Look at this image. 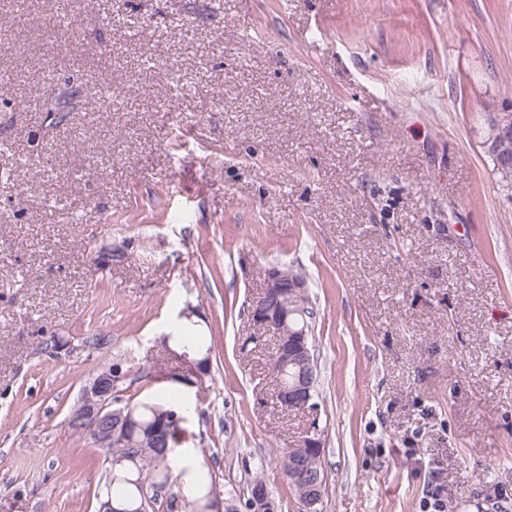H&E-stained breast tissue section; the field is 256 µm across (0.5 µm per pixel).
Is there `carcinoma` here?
<instances>
[{"mask_svg": "<svg viewBox=\"0 0 512 512\" xmlns=\"http://www.w3.org/2000/svg\"><path fill=\"white\" fill-rule=\"evenodd\" d=\"M489 141V153L500 182L512 189V113L509 114V120L503 123L491 121ZM313 314L310 292L306 290L302 295L288 301V330L293 333L304 330L307 332L306 340H311L315 328L311 319ZM173 339L182 348L198 356L197 371L201 374L207 373L213 345L208 342L207 337L200 334L195 322L189 320L181 324ZM268 369L271 383L275 387L283 380L293 383L298 372V368L285 366L280 363V359L272 357L268 359ZM113 402L117 403L116 411L131 416L130 420L123 423L119 432L129 460L111 466L99 492V504L113 501L118 504V512L123 508L129 512H137L142 506L148 507L152 504L162 506L166 512H202L209 501L221 497L220 489L210 471L203 467L182 464L176 453L180 443L179 424L183 413L189 409L190 402L180 400L172 403L162 395L135 402H124L115 396ZM323 451L322 447L301 448L298 457L301 469L299 473H293L288 468L290 449L282 451V465L289 485L298 500L304 504L308 503V496L301 477L303 473L318 479L319 493L316 498L322 497L325 484ZM186 476L191 477L194 488V494L189 498L173 491L178 480ZM258 490L268 493L265 481L256 477L244 503L245 509L247 512H270L273 506L270 499L267 500L265 508L256 507L254 496Z\"/></svg>", "mask_w": 512, "mask_h": 512, "instance_id": "1", "label": "carcinoma"}]
</instances>
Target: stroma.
<instances>
[{
  "label": "stroma",
  "instance_id": "stroma-1",
  "mask_svg": "<svg viewBox=\"0 0 512 512\" xmlns=\"http://www.w3.org/2000/svg\"><path fill=\"white\" fill-rule=\"evenodd\" d=\"M57 13L0 0V512H98L107 463L69 412L118 359L146 372L122 399H196L179 449L236 505L259 474L274 512H421L438 489L512 512V189L488 151L512 0ZM273 266L312 281L318 398L298 416L270 394L274 339L243 347ZM190 309L204 376L171 339ZM52 336L71 342L54 358ZM314 420L309 509L280 452Z\"/></svg>",
  "mask_w": 512,
  "mask_h": 512
}]
</instances>
